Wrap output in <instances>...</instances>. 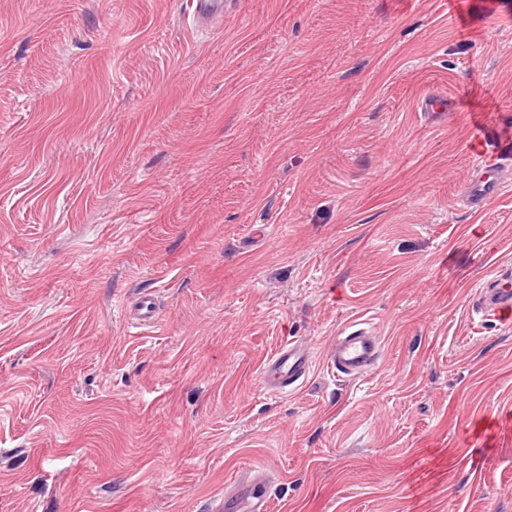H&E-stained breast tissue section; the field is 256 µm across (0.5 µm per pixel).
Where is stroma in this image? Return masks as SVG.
<instances>
[{
	"instance_id": "obj_1",
	"label": "stroma",
	"mask_w": 512,
	"mask_h": 512,
	"mask_svg": "<svg viewBox=\"0 0 512 512\" xmlns=\"http://www.w3.org/2000/svg\"><path fill=\"white\" fill-rule=\"evenodd\" d=\"M186 2L0 0V512H211L251 468L272 512H512V324L472 318L512 167L464 202L475 136L512 155V0ZM226 5L227 1L223 0H191L188 2L193 18L199 27L222 18ZM155 297L151 293H140L133 303L130 311V321L138 327L149 326L155 323L156 315ZM381 342L370 323L350 322L340 328L331 340L325 360L328 367L344 378L363 375L380 359ZM312 367L309 350L295 341H288L263 359L261 375L271 391L284 393L303 385Z\"/></svg>"
}]
</instances>
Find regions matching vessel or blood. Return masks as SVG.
<instances>
[{
    "label": "vessel or blood",
    "mask_w": 512,
    "mask_h": 512,
    "mask_svg": "<svg viewBox=\"0 0 512 512\" xmlns=\"http://www.w3.org/2000/svg\"><path fill=\"white\" fill-rule=\"evenodd\" d=\"M189 8L197 25L204 26L224 15V0H189ZM505 168L499 153L484 151L478 154L474 178L465 197L473 211L481 208L503 189L502 172ZM476 310L483 317L499 321L512 319V276H493L482 287ZM156 302L153 294L142 293L136 298L130 311V321L136 326L154 323ZM381 342L370 323L359 320L340 328L331 340L325 360L337 375L354 378L374 368L380 359ZM313 367L309 350L294 341L280 345L266 356L261 364V375L267 387L284 393L303 385ZM269 475L246 474L234 491L225 493L216 512H270L268 490Z\"/></svg>",
    "instance_id": "b4317fda"
}]
</instances>
